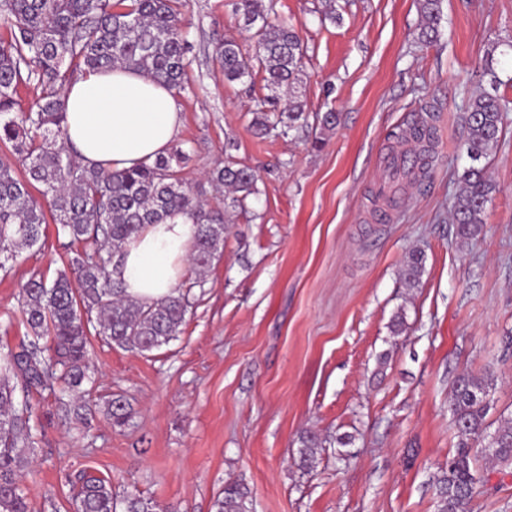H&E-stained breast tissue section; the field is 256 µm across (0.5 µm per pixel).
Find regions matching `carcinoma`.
<instances>
[{
  "instance_id": "carcinoma-1",
  "label": "carcinoma",
  "mask_w": 512,
  "mask_h": 512,
  "mask_svg": "<svg viewBox=\"0 0 512 512\" xmlns=\"http://www.w3.org/2000/svg\"><path fill=\"white\" fill-rule=\"evenodd\" d=\"M187 0H0V145L11 156L0 158V270L24 249L38 245L46 224L68 238L66 266L32 275L21 288L23 322L32 335L48 336L42 349L34 341L0 359V512H30L18 474L30 464L37 441L30 415L15 408L16 390L38 393L59 386L60 408L87 420L80 387L89 379L88 336L107 343L150 352L178 336L190 306L191 289L224 248L226 209L213 207L193 193L183 176L188 153L175 146L151 163L109 171L82 164L68 145L63 90L80 75L123 68L147 74L169 88L186 90L191 45L183 29ZM242 29L255 39V64L242 56L239 44L226 39L215 49L224 80L231 83L265 73L269 94L254 100V126L287 136L297 129L304 105L296 95L304 45L295 27L277 17L274 0H235ZM419 40L429 43L437 33L440 0H420ZM38 91L27 111L17 112L18 90ZM288 88V108L277 111V91ZM512 102L487 91L463 98L468 136L464 147L474 165L460 175L452 223L463 244L479 239L486 224L487 204L495 184L475 162L488 157L503 130L504 113ZM279 112L270 120L269 113ZM209 181L231 190L232 207L243 208L257 193L256 175L227 163L209 173ZM36 188L44 202L31 193ZM176 214L197 225L189 261L196 278L152 305L125 292L119 264L125 245L150 224ZM423 255L409 253L401 275L416 286ZM97 312L96 319L89 314ZM493 379L460 376L450 400L459 442L437 478V512H470L478 492L477 462L512 465V421L488 431L489 393ZM116 424L128 417L123 399L107 402ZM301 464L312 463L318 435L301 436ZM73 512H162L150 498L129 494L114 497L110 482L88 472L78 477ZM248 491L224 487L213 502L214 512H250Z\"/></svg>"
}]
</instances>
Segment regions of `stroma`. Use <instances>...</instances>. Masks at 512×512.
I'll return each instance as SVG.
<instances>
[{"mask_svg": "<svg viewBox=\"0 0 512 512\" xmlns=\"http://www.w3.org/2000/svg\"><path fill=\"white\" fill-rule=\"evenodd\" d=\"M419 4L336 0L333 24L319 20L325 0H277L306 50L307 121L283 138L251 127L263 72L229 83L214 59L224 39L255 56L231 0H189V86L177 97L184 177L216 199L207 174L230 161L256 172L258 193L233 210L176 338L142 354L91 336L87 422L64 418L53 393L28 397L40 440L22 479L31 512H72L83 471L165 512H212L229 484L250 490L251 512H436L435 479L458 442L457 376H493L486 421L512 418V113L485 161L497 191L484 237L462 246L451 221L471 164L461 99L491 89L512 99V0H442L428 46ZM330 110L339 121L326 131L318 117ZM419 119L434 120L437 137L421 185L389 171ZM416 250L424 272L411 288L401 269ZM66 253L51 224L42 247L0 273V356L29 336L21 283ZM114 395L130 407L121 425L105 410ZM306 432L322 440L308 468ZM479 475L471 512H512V468Z\"/></svg>", "mask_w": 512, "mask_h": 512, "instance_id": "stroma-1", "label": "stroma"}]
</instances>
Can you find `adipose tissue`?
Segmentation results:
<instances>
[{"label":"adipose tissue","instance_id":"ef3b65f1","mask_svg":"<svg viewBox=\"0 0 512 512\" xmlns=\"http://www.w3.org/2000/svg\"><path fill=\"white\" fill-rule=\"evenodd\" d=\"M68 142L83 164L120 170L166 154L181 126L174 90L126 70L88 74L67 87ZM197 226L184 215L153 224L124 250L130 296L152 304L177 286Z\"/></svg>","mask_w":512,"mask_h":512}]
</instances>
